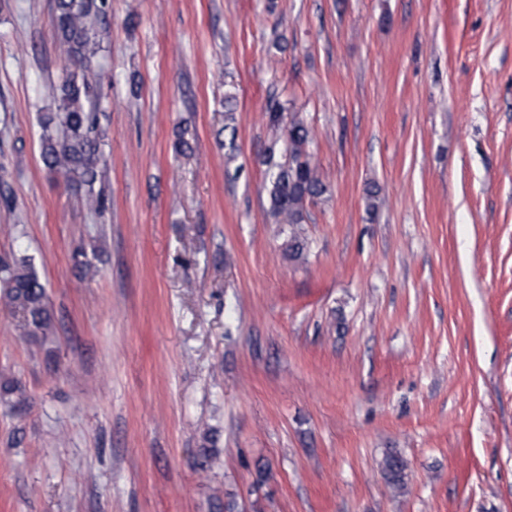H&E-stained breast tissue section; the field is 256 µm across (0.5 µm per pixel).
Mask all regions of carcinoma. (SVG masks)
Segmentation results:
<instances>
[{
	"instance_id": "cac0c4a2",
	"label": "carcinoma",
	"mask_w": 512,
	"mask_h": 512,
	"mask_svg": "<svg viewBox=\"0 0 512 512\" xmlns=\"http://www.w3.org/2000/svg\"><path fill=\"white\" fill-rule=\"evenodd\" d=\"M106 8L107 0H54L53 24L68 67L59 83L44 87V94L55 103V111L44 113L40 119L43 166L85 187L81 203L98 215L105 213L107 205L102 194L95 191L101 177L103 131L94 58L100 51L97 23ZM267 116L275 133L262 159L269 175L271 214L286 234L284 252L288 259L304 261L307 241L302 224L307 218L306 204L326 194L328 187L306 151L309 128L294 117H286L285 107L274 95L268 100ZM0 298L22 313L25 335L46 336L51 332L53 315L46 286L29 258L0 259ZM381 468L391 487L405 489L406 465L399 454L386 455Z\"/></svg>"
}]
</instances>
